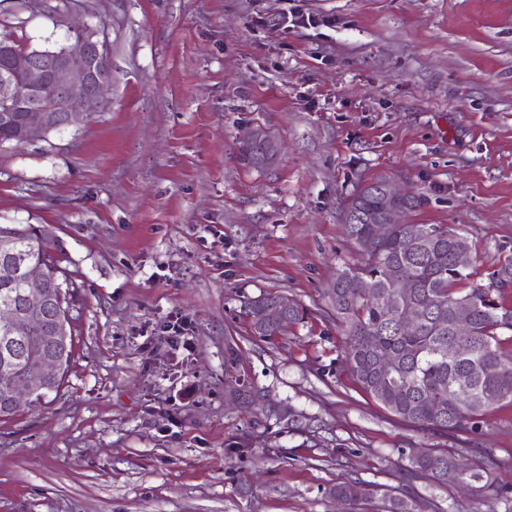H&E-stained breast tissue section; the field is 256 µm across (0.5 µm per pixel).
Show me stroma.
<instances>
[{
	"label": "stroma",
	"mask_w": 512,
	"mask_h": 512,
	"mask_svg": "<svg viewBox=\"0 0 512 512\" xmlns=\"http://www.w3.org/2000/svg\"><path fill=\"white\" fill-rule=\"evenodd\" d=\"M78 22L109 36L106 107L0 147V224L51 231L74 337L56 398L0 421V512H339L348 480L377 488L355 512H512L405 476L417 451L490 455L512 491V404L477 435L398 420L327 297L343 202L376 174L420 197L414 222L463 230L474 282L512 250V0H0V34L31 46ZM255 128L266 167L242 157ZM268 294L307 319L254 336ZM171 318L190 351L162 342ZM241 151L247 161L252 165L259 166L272 159L275 154V146L273 140L262 130L256 129L244 138ZM269 305H278L282 308L283 316L279 321L270 323L258 317L260 310ZM246 315L251 319V327L256 336L271 337L281 334L288 325L304 320L307 316V310L286 296L275 295L252 301ZM433 504L413 495L391 498L387 512H432Z\"/></svg>",
	"instance_id": "obj_1"
}]
</instances>
